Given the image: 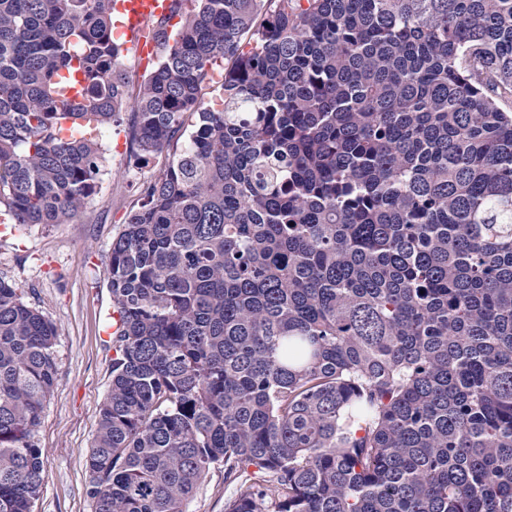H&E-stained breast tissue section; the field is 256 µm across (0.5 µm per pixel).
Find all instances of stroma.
Masks as SVG:
<instances>
[{"label":"stroma","instance_id":"stroma-1","mask_svg":"<svg viewBox=\"0 0 512 512\" xmlns=\"http://www.w3.org/2000/svg\"><path fill=\"white\" fill-rule=\"evenodd\" d=\"M127 123L102 128L105 157L97 192L66 224L8 225L0 231V278L56 327L58 373L35 432L46 478L33 512H92L87 456L112 381L115 350L106 332L112 311L106 267L135 188L162 159L137 162Z\"/></svg>","mask_w":512,"mask_h":512}]
</instances>
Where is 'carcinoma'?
Listing matches in <instances>:
<instances>
[{
	"mask_svg": "<svg viewBox=\"0 0 512 512\" xmlns=\"http://www.w3.org/2000/svg\"><path fill=\"white\" fill-rule=\"evenodd\" d=\"M172 3L135 89L112 0H0L13 223L95 192L81 120L173 152L106 267L93 512H188L215 468L225 512H512V0ZM55 338L0 278V512L46 477Z\"/></svg>",
	"mask_w": 512,
	"mask_h": 512,
	"instance_id": "cac0c4a2",
	"label": "carcinoma"
}]
</instances>
